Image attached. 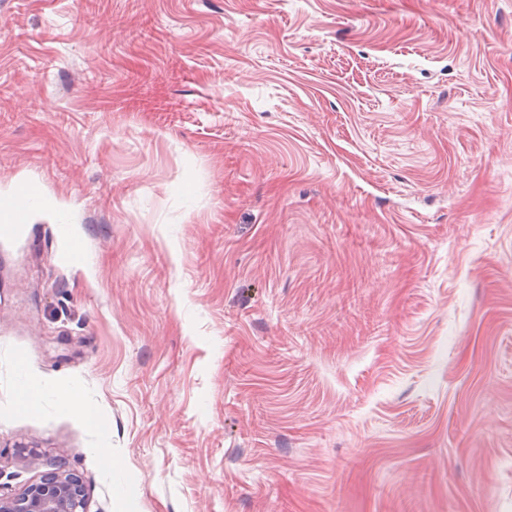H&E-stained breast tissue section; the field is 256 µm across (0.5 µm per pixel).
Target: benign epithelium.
<instances>
[{"mask_svg": "<svg viewBox=\"0 0 512 512\" xmlns=\"http://www.w3.org/2000/svg\"><path fill=\"white\" fill-rule=\"evenodd\" d=\"M0 512H86L84 489L76 477L48 472L18 496L0 498Z\"/></svg>", "mask_w": 512, "mask_h": 512, "instance_id": "benign-epithelium-1", "label": "benign epithelium"}]
</instances>
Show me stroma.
I'll use <instances>...</instances> for the list:
<instances>
[{
    "mask_svg": "<svg viewBox=\"0 0 512 512\" xmlns=\"http://www.w3.org/2000/svg\"><path fill=\"white\" fill-rule=\"evenodd\" d=\"M24 184L1 497L512 512V0H0ZM45 390L38 384L25 382L18 393L17 407L23 411H34L39 408ZM56 399L63 411L80 415L92 427H103L96 410L85 403L76 391L60 392L56 395ZM0 512H87L84 489L72 475L48 472L18 496L0 498Z\"/></svg>",
    "mask_w": 512,
    "mask_h": 512,
    "instance_id": "1",
    "label": "stroma"
}]
</instances>
